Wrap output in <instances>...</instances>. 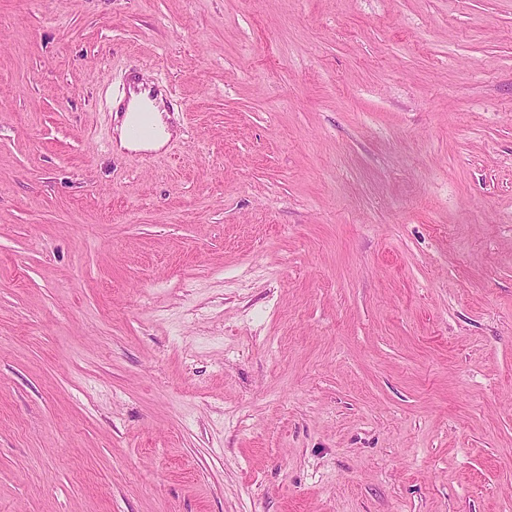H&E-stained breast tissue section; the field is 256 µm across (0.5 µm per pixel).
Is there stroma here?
Wrapping results in <instances>:
<instances>
[{"label":"stroma","instance_id":"35a3bbf8","mask_svg":"<svg viewBox=\"0 0 512 512\" xmlns=\"http://www.w3.org/2000/svg\"><path fill=\"white\" fill-rule=\"evenodd\" d=\"M0 512H512V0H0ZM155 122L158 127V134L154 139L143 141V142H135L131 141L126 134V127L128 123V117L124 120L122 127L120 129L119 136V146L125 149H137V148H150V149H159L161 148L166 141L170 137V132L166 130L165 126L161 123L159 119V115L157 112L154 113Z\"/></svg>","mask_w":512,"mask_h":512}]
</instances>
